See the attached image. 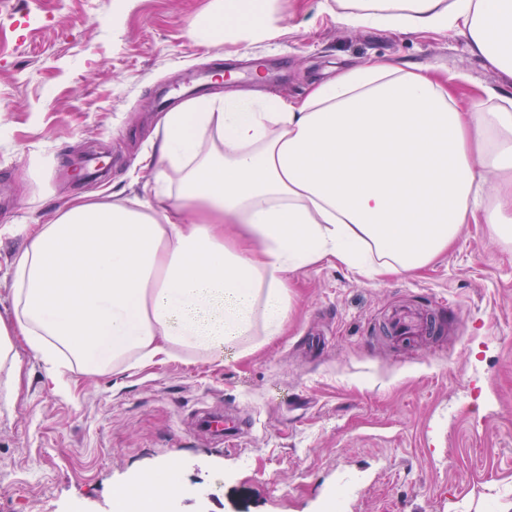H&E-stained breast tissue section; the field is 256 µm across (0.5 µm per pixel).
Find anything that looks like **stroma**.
<instances>
[{
	"instance_id": "35a3bbf8",
	"label": "stroma",
	"mask_w": 512,
	"mask_h": 512,
	"mask_svg": "<svg viewBox=\"0 0 512 512\" xmlns=\"http://www.w3.org/2000/svg\"><path fill=\"white\" fill-rule=\"evenodd\" d=\"M218 2L0 0V316L24 225L71 196L150 197L152 175H129L185 90L298 97L370 59L453 76L466 100L512 81L457 32L354 27L325 0H280L277 40L198 45L191 25ZM93 152L109 164L98 184L73 173ZM290 296L283 334L247 356L75 368L60 391L22 352L20 388L0 399V512H116L117 488L171 461L170 512H512L511 244L466 224L420 274L369 281L323 261ZM402 303L442 325L422 349L378 331ZM216 406L252 428L200 432Z\"/></svg>"
}]
</instances>
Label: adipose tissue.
<instances>
[{"mask_svg": "<svg viewBox=\"0 0 512 512\" xmlns=\"http://www.w3.org/2000/svg\"><path fill=\"white\" fill-rule=\"evenodd\" d=\"M346 24L453 30L512 77V0H336ZM271 0L250 20L216 7L193 34L277 39ZM491 109L428 68L371 61L301 98L240 90L165 113L141 159L152 198L67 200L25 227L0 317V398L18 344L61 385L66 368L127 371L248 354L282 333L291 275L322 261L370 279L447 253L465 224L512 243V88Z\"/></svg>", "mask_w": 512, "mask_h": 512, "instance_id": "obj_1", "label": "adipose tissue"}]
</instances>
